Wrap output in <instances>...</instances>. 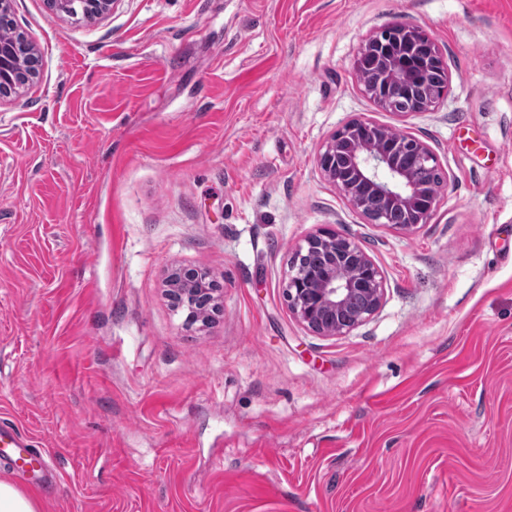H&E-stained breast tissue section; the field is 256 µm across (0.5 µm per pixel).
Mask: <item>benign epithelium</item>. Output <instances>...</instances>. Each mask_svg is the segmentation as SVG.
Listing matches in <instances>:
<instances>
[{
    "label": "benign epithelium",
    "mask_w": 512,
    "mask_h": 512,
    "mask_svg": "<svg viewBox=\"0 0 512 512\" xmlns=\"http://www.w3.org/2000/svg\"><path fill=\"white\" fill-rule=\"evenodd\" d=\"M119 0H82L86 13L93 18L107 15ZM402 49L405 60L417 66L422 76L431 69L443 70L444 79L437 89L411 106L401 99L392 100L381 88L369 86L362 75L364 59L384 43ZM30 69L25 78L16 77L18 60L5 36L0 34V91L10 93L29 87L37 76L38 53L29 45ZM353 69L363 93L379 107L404 113L426 112L442 101L449 91V75L440 48L422 28L401 23L392 24L370 37L354 61ZM323 177L333 184L350 205L372 224L385 225L384 214L366 211V197L375 194L389 208L400 209L413 216L406 224L392 228L412 233L427 223L440 201L444 183H437L430 172L439 168V161L422 140L410 133L391 137V128L370 120H352L338 127L317 156ZM319 250L328 260L322 274L312 273L295 264L289 266L284 289L288 308L305 327L321 336L346 334L380 308L384 296V272L354 240L331 229L308 236L295 254L307 249ZM346 270L336 273V264ZM167 295L177 308L188 311L190 323H208L222 307L221 289L210 272L193 267L174 271L167 279ZM357 295L366 298V307L350 308Z\"/></svg>",
    "instance_id": "1"
}]
</instances>
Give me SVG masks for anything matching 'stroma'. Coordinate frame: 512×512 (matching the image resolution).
Segmentation results:
<instances>
[{"label":"stroma","mask_w":512,"mask_h":512,"mask_svg":"<svg viewBox=\"0 0 512 512\" xmlns=\"http://www.w3.org/2000/svg\"><path fill=\"white\" fill-rule=\"evenodd\" d=\"M40 51L0 99V419L60 473L42 512H512V0H13ZM402 22L447 96L386 111L352 64ZM351 119L414 135L446 186L408 234L321 175ZM329 227L384 300L318 336L283 296ZM209 271L190 325L164 293ZM167 295L177 308L188 311L189 323H208L221 309L223 295L210 272L193 267L174 271L167 279Z\"/></svg>","instance_id":"obj_1"}]
</instances>
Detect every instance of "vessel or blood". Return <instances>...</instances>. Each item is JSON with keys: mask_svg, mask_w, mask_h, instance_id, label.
Returning <instances> with one entry per match:
<instances>
[{"mask_svg": "<svg viewBox=\"0 0 512 512\" xmlns=\"http://www.w3.org/2000/svg\"><path fill=\"white\" fill-rule=\"evenodd\" d=\"M0 461L29 483L45 491L55 489L58 476L46 462V451L34 447L29 436L9 422L0 421Z\"/></svg>", "mask_w": 512, "mask_h": 512, "instance_id": "b4317fda", "label": "vessel or blood"}]
</instances>
